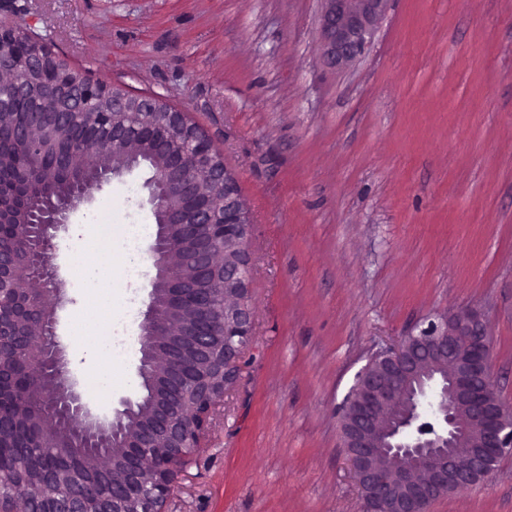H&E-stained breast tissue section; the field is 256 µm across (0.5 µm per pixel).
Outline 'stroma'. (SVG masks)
<instances>
[{
  "label": "stroma",
  "instance_id": "35a3bbf8",
  "mask_svg": "<svg viewBox=\"0 0 512 512\" xmlns=\"http://www.w3.org/2000/svg\"><path fill=\"white\" fill-rule=\"evenodd\" d=\"M321 0H0L72 67L186 113L250 209L253 336L166 512H361L343 401L380 348L477 309L512 404V0H389L320 57ZM149 169L97 194L150 225ZM124 376L94 401L136 395ZM429 512H512V455Z\"/></svg>",
  "mask_w": 512,
  "mask_h": 512
}]
</instances>
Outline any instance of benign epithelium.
Returning a JSON list of instances; mask_svg holds the SVG:
<instances>
[{
    "mask_svg": "<svg viewBox=\"0 0 512 512\" xmlns=\"http://www.w3.org/2000/svg\"><path fill=\"white\" fill-rule=\"evenodd\" d=\"M320 49L328 65L345 70L366 54L388 0H322ZM25 31L0 23V72L17 70L13 45ZM66 71L65 106L44 100L57 130L58 170L91 152L71 137L72 115L90 97L109 104L111 133L100 154L121 150L131 138L137 151L97 170L98 189L150 160L147 203L156 227L142 258L155 270L137 325L141 386L150 389V412L137 413L140 397L123 396L112 420L71 380L70 359L59 340L58 312L69 303L58 263L59 244L78 216L91 210L95 192L74 188L50 202L37 222L0 205V223L16 238L35 236L32 274L40 287H14L24 254L0 242V377L12 357L43 363L52 387L57 424L43 430L55 457L86 449L81 468L64 471L34 452L36 465L0 482V512H164L175 479L206 437L224 391L239 376L252 338L248 251L253 220L239 183L221 153L182 112L155 98L124 93L82 77L45 47L28 54L29 73L50 63ZM35 159L41 138L24 126L0 127ZM448 362L441 379L429 366ZM16 415L41 422L26 395L15 397ZM342 436L363 512H427L435 499L497 473L512 454V409L497 396L490 341L478 310L450 313L428 323L404 343L381 350L358 373Z\"/></svg>",
    "mask_w": 512,
    "mask_h": 512,
    "instance_id": "7a95c632",
    "label": "benign epithelium"
}]
</instances>
